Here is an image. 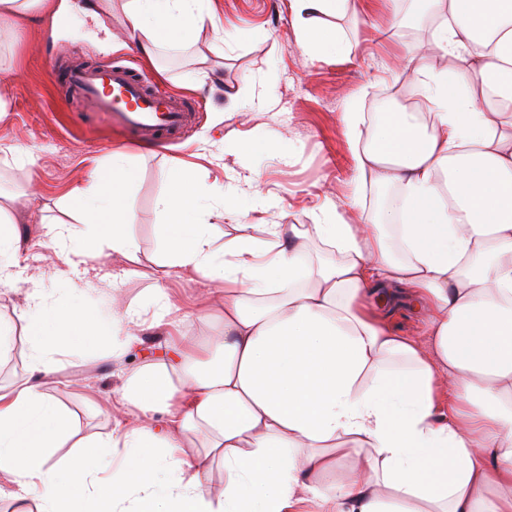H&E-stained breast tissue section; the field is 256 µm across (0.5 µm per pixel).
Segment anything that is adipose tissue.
Listing matches in <instances>:
<instances>
[{"mask_svg":"<svg viewBox=\"0 0 512 512\" xmlns=\"http://www.w3.org/2000/svg\"><path fill=\"white\" fill-rule=\"evenodd\" d=\"M213 2L125 0L123 24L152 62L161 47L195 44L216 20ZM348 2L289 0L314 59L353 52L323 22ZM77 8L0 0V27H56ZM429 15L433 48L462 70L411 50L426 111L343 115L351 205L369 185L392 192L362 223L331 203L309 224H246L233 189L202 194L178 162L158 199L168 222L151 313L49 308L31 291L33 378L0 390V495L15 512H512V0H413L397 22ZM135 179L116 150L74 187L66 201L78 224L50 230L58 255L110 251L138 263L127 233ZM214 203L230 222L220 249L202 220ZM9 210L0 203V283L14 287L25 277ZM177 273L211 283L223 307L217 335H184L213 308L186 311L167 287ZM392 287L424 313L426 344L396 335L367 305ZM148 328L172 340L159 361L127 373L128 422L75 438L42 375L63 356L121 358ZM71 440L76 451L57 458Z\"/></svg>","mask_w":512,"mask_h":512,"instance_id":"adipose-tissue-1","label":"adipose tissue"}]
</instances>
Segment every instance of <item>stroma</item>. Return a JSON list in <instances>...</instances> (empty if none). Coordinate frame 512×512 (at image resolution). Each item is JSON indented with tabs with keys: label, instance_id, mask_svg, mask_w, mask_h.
<instances>
[{
	"label": "stroma",
	"instance_id": "1",
	"mask_svg": "<svg viewBox=\"0 0 512 512\" xmlns=\"http://www.w3.org/2000/svg\"><path fill=\"white\" fill-rule=\"evenodd\" d=\"M217 26L205 28L191 48H164L156 66L146 64L131 47L114 50L105 34L84 13L61 28L0 30V96L9 110L0 117V193L19 197L12 212L21 236V265L43 288L48 304L67 300L63 262L53 257L46 232L50 223L68 220L65 196L89 179L96 162L122 148L138 171L127 204L135 214L128 233L138 249L139 274L125 275L126 260L117 254L99 260L105 278H92L83 297L85 307L108 314L113 300L142 309L153 302L150 276L163 255L159 249L165 218L157 206L162 173L175 160L196 164L198 186L237 188L247 198L254 188L277 201L276 207L246 216L249 224H307L327 202L345 208L354 178L353 160L341 122L352 105L379 112L384 92L392 109L412 112L418 105L407 94L415 80L406 59L410 45L429 39L432 28L393 26L384 0H351L336 18L354 43L350 58L317 61L300 45L283 0H216ZM262 28L266 37L251 38ZM223 42L224 54L212 55ZM95 65L134 63L160 88L190 94L199 102L196 120L183 143L166 146L129 142L107 120L84 113L82 104L66 100L63 85L53 83L49 57ZM266 107L255 108L258 96ZM282 137L287 155L254 156L244 163L227 153L238 138ZM37 185L39 201L22 197ZM27 308L25 289L0 285V323L8 335L0 342V386L30 377L28 346L20 318ZM164 332H144L126 357L103 354L67 357L51 377L47 392L76 417L80 435L110 432L121 417L118 390L125 374L144 359L164 350Z\"/></svg>",
	"mask_w": 512,
	"mask_h": 512
}]
</instances>
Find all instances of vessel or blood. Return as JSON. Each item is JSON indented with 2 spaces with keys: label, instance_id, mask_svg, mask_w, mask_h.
<instances>
[{
  "label": "vessel or blood",
  "instance_id": "obj_1",
  "mask_svg": "<svg viewBox=\"0 0 512 512\" xmlns=\"http://www.w3.org/2000/svg\"><path fill=\"white\" fill-rule=\"evenodd\" d=\"M51 75L90 111L104 116L112 126L136 141L164 145L181 139L190 124L192 102L153 89L127 66L104 69L93 64L51 68Z\"/></svg>",
  "mask_w": 512,
  "mask_h": 512
}]
</instances>
